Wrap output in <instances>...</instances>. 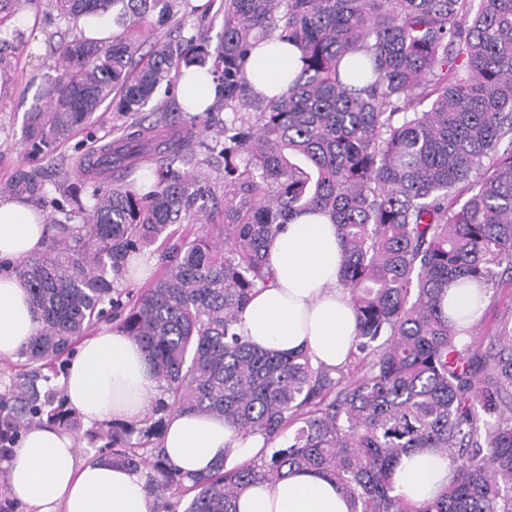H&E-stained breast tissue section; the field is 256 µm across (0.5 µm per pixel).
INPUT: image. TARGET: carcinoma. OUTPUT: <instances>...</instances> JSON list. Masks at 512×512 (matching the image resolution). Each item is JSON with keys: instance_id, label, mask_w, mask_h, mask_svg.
<instances>
[{"instance_id": "obj_1", "label": "carcinoma", "mask_w": 512, "mask_h": 512, "mask_svg": "<svg viewBox=\"0 0 512 512\" xmlns=\"http://www.w3.org/2000/svg\"><path fill=\"white\" fill-rule=\"evenodd\" d=\"M479 5H474V2ZM35 0H0V83L15 72L16 15ZM66 22L115 13L105 41L55 47L57 75L26 113L35 152L68 140L101 105L139 115L134 131L88 169V194L50 200L45 251L13 273L29 288L40 327L18 353L22 372L0 392V456L47 419L69 431L79 416L52 385L75 344L114 322L164 382L154 412L224 418L268 451L186 483L151 433L116 425L88 431L115 464L147 467L154 512H238L242 493L292 470L331 477L350 512H512V321L488 343L446 314L448 287L487 288L512 274V0H222L223 33L202 8L195 34L143 51L149 17L171 19L178 0H52ZM277 38L301 66L285 91H252L250 54ZM206 70L225 112L224 139L206 141L178 106L144 125L159 92L175 96L184 70ZM172 131L156 181L140 192L100 182L111 164L132 170L159 126ZM205 149L198 159L196 148ZM224 159V202L194 169ZM476 179L459 202V186ZM48 198L38 174L19 169L0 193ZM330 215L341 234V284L357 312L359 375L314 365L306 352L262 350L237 332L253 289L269 281L270 239L295 215ZM222 219L220 241L174 239L175 225ZM155 247V283L122 301L114 282ZM288 441L276 444L286 430ZM432 448L452 477L435 500L394 493L402 455Z\"/></svg>"}]
</instances>
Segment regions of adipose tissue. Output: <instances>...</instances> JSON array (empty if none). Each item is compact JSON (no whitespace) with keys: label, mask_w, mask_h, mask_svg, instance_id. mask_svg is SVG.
<instances>
[{"label":"adipose tissue","mask_w":512,"mask_h":512,"mask_svg":"<svg viewBox=\"0 0 512 512\" xmlns=\"http://www.w3.org/2000/svg\"><path fill=\"white\" fill-rule=\"evenodd\" d=\"M299 56L285 42L257 48L246 69L254 91L270 97L286 90ZM49 232L31 202L0 197V259L21 260L40 251ZM341 257V239L328 215L294 216L269 243L273 279L255 288L241 314L242 334L259 348L303 350L315 364L330 368L346 364L357 318L349 292L339 284ZM38 326L27 288L16 276L0 274V358L14 357ZM60 386L89 427L139 425L163 390L140 346L109 326L82 340ZM263 445L261 436H236L223 419L195 413L169 415L161 441L166 457L187 476L221 459L230 466L253 459ZM4 467L13 498L27 512H152L144 471L107 459L80 461L74 436L53 425L28 430ZM450 471L444 454L402 455L393 474L395 492L416 504L432 501ZM238 512H348V506L334 481L296 470L250 487Z\"/></svg>","instance_id":"ef3b65f1"}]
</instances>
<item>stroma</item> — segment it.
<instances>
[{
  "label": "stroma",
  "instance_id": "35a3bbf8",
  "mask_svg": "<svg viewBox=\"0 0 512 512\" xmlns=\"http://www.w3.org/2000/svg\"><path fill=\"white\" fill-rule=\"evenodd\" d=\"M51 11L49 0H41L34 25L24 30L35 51L20 54L11 87L0 93V184L6 183L17 168L33 169L45 179L52 197L57 198L64 191L82 186L84 175L77 163L78 156L97 158L100 148L125 133L132 120L103 106L92 115L87 129L56 146L52 156L29 154L21 141L22 126L48 76L54 72L56 61L49 42L79 35L76 26L51 18ZM509 315L512 279L503 275L487 292L484 310L471 328L472 339L478 343L485 341L499 321Z\"/></svg>",
  "mask_w": 512,
  "mask_h": 512
}]
</instances>
